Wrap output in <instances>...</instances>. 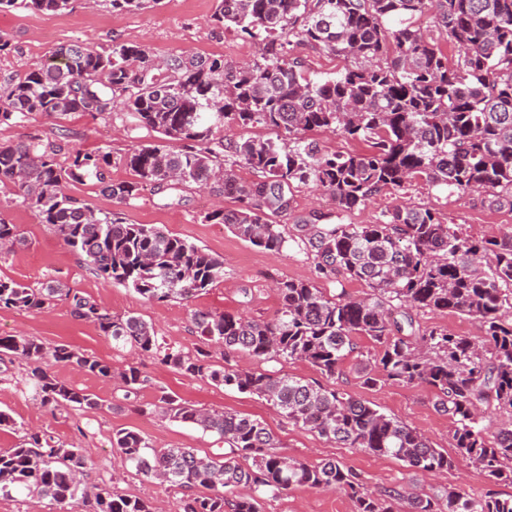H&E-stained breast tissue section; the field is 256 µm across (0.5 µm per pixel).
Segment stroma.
Instances as JSON below:
<instances>
[{
  "label": "stroma",
  "instance_id": "35a3bbf8",
  "mask_svg": "<svg viewBox=\"0 0 512 512\" xmlns=\"http://www.w3.org/2000/svg\"><path fill=\"white\" fill-rule=\"evenodd\" d=\"M215 7L216 0H163L156 9L130 13L75 0L72 10L61 13L3 10L0 11V39L8 42L9 51L0 55V78L25 73L44 61L52 49L76 39L98 48L115 41L142 45L159 59L180 52L221 56L236 65L254 59L257 45L233 30L218 27L212 20ZM289 52L299 57L315 78L335 76L348 64L347 59L306 44H292ZM33 136L57 147L58 159L63 163L78 152H111L116 162L110 166L108 176L115 182L133 178L132 172L120 164V155L132 145L161 141L159 134L144 129L127 131L119 112L109 119L81 113L66 116L36 113L24 121L0 125V143H17ZM68 191L94 209L122 210L132 224L165 225L173 235L222 256L223 280L190 303L147 302L132 289L96 277L51 227L40 223L7 187H0V218L18 225L27 243L0 252V277L35 287L50 281L61 282L112 315L141 317L153 326L159 342L190 352L201 347L202 340L191 320L195 308L253 320L270 319L280 307L276 285L285 280L311 279L330 295L344 292L359 297L367 291L362 282L345 275L335 282L318 278L313 262L298 247L279 252L260 249L224 225L205 222L208 212L218 207L232 209L236 203L197 185H180L161 193L147 189L133 205L122 209L100 193L93 181L70 182ZM409 196L412 202L433 208L445 223L460 225L470 239L512 236V206L489 205L482 194H451L419 182L410 188ZM335 221L336 210L327 194L308 186L297 189L288 224ZM71 310L67 301L58 302L44 312L0 308V336H34L49 346L67 344L109 363L112 375L108 378L88 374L71 364L51 367L58 380L96 395L100 407L51 413L36 399L31 385L25 383L24 363L0 355V411L10 414L17 424L13 430L0 429V450L14 447L24 429L80 443L88 450L87 484H107L130 498L156 504L160 512H182V490L137 473L112 446L116 430L132 428L156 448H192L202 457L223 452L224 445L217 436L145 411V404L156 402L165 392L203 410L224 409L257 419L280 440L283 454L310 464L325 459L339 461L360 473L367 488L376 492L395 488L426 498L447 486L479 497L489 489L481 469L458 458L453 440L456 422L435 409L434 393L427 386L389 382L374 388L364 387L354 370L355 356L345 360L336 378L337 388L370 402L374 408L423 433L435 447L454 458L453 467L435 480L395 459L345 447L295 425L265 399L187 377L131 347L115 345L94 323L75 318ZM415 320L423 330L445 329L449 334L475 341L484 335L477 319L458 312L420 310ZM132 364L150 376L151 384L137 398L128 400L124 397L121 373ZM262 512H356V505L343 491L297 487L266 498Z\"/></svg>",
  "mask_w": 512,
  "mask_h": 512
}]
</instances>
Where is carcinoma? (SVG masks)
Segmentation results:
<instances>
[{
    "label": "carcinoma",
    "instance_id": "obj_1",
    "mask_svg": "<svg viewBox=\"0 0 512 512\" xmlns=\"http://www.w3.org/2000/svg\"><path fill=\"white\" fill-rule=\"evenodd\" d=\"M73 0H0L5 9L64 12ZM114 10L153 9L162 0H102ZM432 17L462 50L448 65L420 20ZM216 25L254 41L259 56L234 67L222 57L184 52L157 61L144 46L113 42L95 50L73 40L46 61L0 84V123L33 113L83 112L110 118L128 113L137 129L180 143L133 146L119 158L134 173L114 183L112 155L77 153L66 165L40 138L0 144V184L49 224L97 276L133 289L149 302L189 300L224 277V259L169 233L161 224H131L119 212L96 211L66 192L91 179L117 204L129 206L145 185L208 186L238 202L205 216L266 250L294 242L313 259L319 277L363 281L361 298L329 296L308 280L278 286L281 307L262 321L196 308L191 320L224 356L244 352L271 364L251 369L217 365L210 352H185L158 342L136 316L115 317L55 282L31 287L0 278V308L44 311L72 300L73 314L94 323L116 345H128L183 375L265 399L295 424L348 448L387 456L424 474L453 466L448 453L398 419L336 387L312 385L277 365L303 360L328 379L367 337L379 345L360 378L426 385L437 410L456 419L457 455L492 482L512 483V424L488 437L483 405L512 416V237L471 240L428 207L403 202L376 224L288 225L294 190L314 185L337 214L366 205L385 189L406 191L423 180L449 193L482 192L512 203V0H217ZM321 47L352 64L333 78L307 75L287 57L291 39ZM260 126L275 137L227 139L224 127ZM331 132L364 145L329 154L307 137ZM246 166L260 174L247 182ZM24 243L18 226L0 218V249ZM454 310L479 319L485 336L474 342L443 329L420 331L412 310ZM0 353L28 364L41 404L54 411L93 409L92 394L59 381L49 366L72 364L103 378L112 366L69 345L48 349L34 336H0ZM126 396L150 384L139 367L121 373ZM154 408L172 422L198 427L224 442L219 458L191 448H154L138 432L119 429L112 447L136 472L190 491L183 512H261V501L296 486L341 489L357 512H395L402 494L368 491L361 476L335 460L308 464L275 451L277 439L257 419L230 411L204 412L162 394ZM86 449L75 442L26 432L0 451V493H37L58 505L80 501L89 512H155L108 486H88L80 475ZM410 512H512V496H468L444 488L434 498L408 495Z\"/></svg>",
    "mask_w": 512,
    "mask_h": 512
}]
</instances>
